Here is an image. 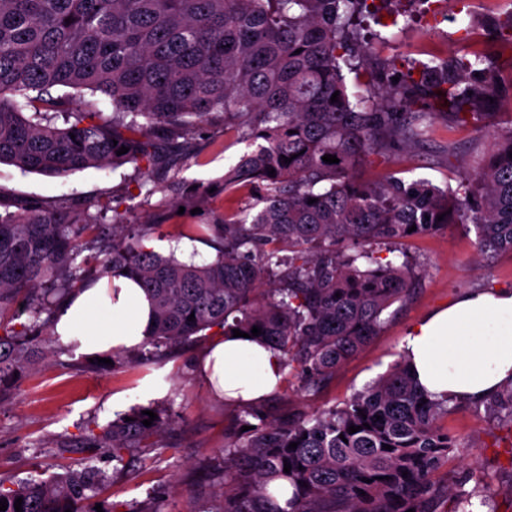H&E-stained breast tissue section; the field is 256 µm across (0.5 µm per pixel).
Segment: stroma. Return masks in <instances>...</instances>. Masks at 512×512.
<instances>
[{
    "instance_id": "obj_1",
    "label": "stroma",
    "mask_w": 512,
    "mask_h": 512,
    "mask_svg": "<svg viewBox=\"0 0 512 512\" xmlns=\"http://www.w3.org/2000/svg\"><path fill=\"white\" fill-rule=\"evenodd\" d=\"M431 19L437 33L420 36V24ZM512 24V12L487 18L473 0H367L357 25L361 40L373 42L371 59L344 70L352 91L385 94L393 79L407 80L422 62L450 64L457 56L479 52L503 79L512 78V50H504L496 31ZM437 114L429 142L409 141L371 155L360 168L366 181L392 174L406 181L428 180L440 189L478 172L490 150V131L512 129V101L492 107L487 122H455L447 105L434 102ZM248 143L225 131L222 117L191 139L189 150L173 162L140 170L127 162L103 169L88 168L64 176H47L0 164V198L35 200L43 207L108 201L125 211L130 223L153 224L149 244L169 254L179 231L192 224H213L225 208L253 203L254 191L225 195L224 171L249 152ZM156 191L138 193L139 182ZM181 186V197L167 192L169 183ZM207 191L194 200L196 188ZM416 279L409 299L391 308L392 316L355 355L313 392L301 381L286 377L267 401L272 414L299 409L307 412L339 408L352 395L401 361L402 338L408 329L436 308L458 296L494 288H512V252L479 255L472 224H451L414 237L401 247ZM203 343L176 351L157 363L139 366L130 353L115 364L89 362L53 344V353L23 374L11 395L0 402V478L43 479L94 463L110 479L101 498L136 505L153 500L158 512H215L223 498L217 469L224 458V434L236 407L213 400L195 377L192 363ZM135 406L165 409L171 419L157 446L136 457L114 461L99 451L89 456L80 441L89 430L112 422ZM440 427L459 442L436 473L440 482L472 489L480 485L495 512H512V426L490 417L483 406L450 403ZM69 441L58 452L59 441Z\"/></svg>"
}]
</instances>
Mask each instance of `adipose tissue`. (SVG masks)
<instances>
[{"label": "adipose tissue", "mask_w": 512, "mask_h": 512, "mask_svg": "<svg viewBox=\"0 0 512 512\" xmlns=\"http://www.w3.org/2000/svg\"><path fill=\"white\" fill-rule=\"evenodd\" d=\"M152 304L130 276L105 277L58 309L53 336L77 355L138 350ZM401 348L433 398L477 402L512 382V289L460 295L420 319ZM211 396L233 405L261 402L282 384L280 354L254 338L215 336L194 363Z\"/></svg>", "instance_id": "1"}]
</instances>
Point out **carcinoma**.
<instances>
[{
    "label": "carcinoma",
    "mask_w": 512,
    "mask_h": 512,
    "mask_svg": "<svg viewBox=\"0 0 512 512\" xmlns=\"http://www.w3.org/2000/svg\"><path fill=\"white\" fill-rule=\"evenodd\" d=\"M365 8L366 0H0V163L43 175L125 162L148 170L183 155L190 136L221 116L224 129L256 143L224 172V192L258 189L251 210L228 207L221 223L188 228L215 250L205 264L157 253L145 244L156 225L129 224L108 202L95 204L96 216L30 201L0 213V401L47 355L40 330H50L55 308L117 270L154 302L155 325L135 360L156 361L206 329L257 326L311 391L413 291L407 262H383L373 246L466 217L479 254L512 252V130L492 134L482 170L454 190L359 179L369 156L429 140V101L448 104L465 124L478 104L512 98V82L493 77L476 52L446 67L420 64L418 78L390 89L384 104L351 98L340 62ZM53 88L109 97L112 119ZM58 112L74 122L55 126ZM123 146L129 151L117 155ZM326 154L339 162H324ZM109 210L110 229L98 220ZM483 405L512 424V383ZM447 413L448 400L422 393L404 361L340 408L273 418L262 404L242 407L219 466L223 512H282L269 492L275 478L292 488L291 512H473L479 487L434 480L458 447L439 426ZM155 414L147 427L143 408H133L81 444L117 461L153 448L167 424ZM352 425L361 430L349 433ZM107 482L90 465L54 481L0 479V501L5 512H16L19 497L23 512H97Z\"/></svg>",
    "instance_id": "1"
}]
</instances>
